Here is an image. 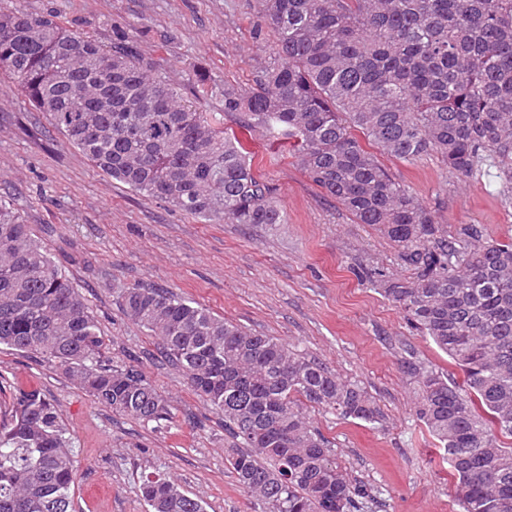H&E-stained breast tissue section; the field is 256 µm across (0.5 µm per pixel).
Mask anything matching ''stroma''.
I'll return each mask as SVG.
<instances>
[{
    "instance_id": "1",
    "label": "stroma",
    "mask_w": 512,
    "mask_h": 512,
    "mask_svg": "<svg viewBox=\"0 0 512 512\" xmlns=\"http://www.w3.org/2000/svg\"><path fill=\"white\" fill-rule=\"evenodd\" d=\"M53 14L104 45L128 35L161 64L187 104L222 117L224 86L252 84L268 44L253 36L256 0H0ZM259 174L277 189L283 224H205L167 203L106 180L0 72V196L11 201L77 285L105 338V361L138 365L166 395L174 418L152 429L112 412L54 362L0 350V419L20 391L57 408L78 460L75 512H145L142 475L161 472L201 498L207 512H259L224 461V418L188 387L183 371L129 319L118 292L163 287L319 359L374 397L372 427L308 409L339 465L366 489L359 512H460L450 467L414 412L418 388L407 353L462 381L463 373L373 288L367 271L406 275L391 244L356 223L313 184L287 148L252 137ZM383 164L449 233L478 224L512 237V200L495 170L451 175L436 156Z\"/></svg>"
}]
</instances>
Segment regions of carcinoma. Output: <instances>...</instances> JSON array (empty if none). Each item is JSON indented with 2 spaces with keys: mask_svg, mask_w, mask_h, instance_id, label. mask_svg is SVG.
Instances as JSON below:
<instances>
[{
  "mask_svg": "<svg viewBox=\"0 0 512 512\" xmlns=\"http://www.w3.org/2000/svg\"><path fill=\"white\" fill-rule=\"evenodd\" d=\"M274 37L247 91L224 84L239 128L292 148L308 178L369 224L412 271L373 287L462 370L409 357L415 412L444 448L460 512H512V238L450 235L369 151L434 153L459 178L498 170L512 193V0H257ZM0 70L111 180L206 224H285L246 141L186 104L130 37L107 47L51 14L0 7ZM123 312L158 339L246 450L225 449L261 512H356L366 490L306 409L381 424L357 383L277 339L164 288H123ZM56 362L100 404L143 425L173 419L134 364L104 368L98 321L21 215L0 198V346ZM71 438L55 406L22 391L0 425V512H75ZM147 512H206L172 477H142Z\"/></svg>",
  "mask_w": 512,
  "mask_h": 512,
  "instance_id": "carcinoma-1",
  "label": "carcinoma"
}]
</instances>
